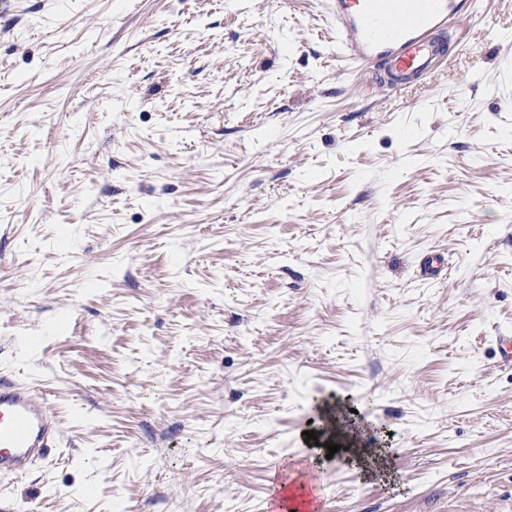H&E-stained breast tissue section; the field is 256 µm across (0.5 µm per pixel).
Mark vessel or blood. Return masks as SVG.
<instances>
[{
    "label": "vessel or blood",
    "instance_id": "obj_1",
    "mask_svg": "<svg viewBox=\"0 0 512 512\" xmlns=\"http://www.w3.org/2000/svg\"><path fill=\"white\" fill-rule=\"evenodd\" d=\"M473 12L474 0H327L342 60L380 65L385 87L394 91L435 76L449 29ZM60 435L41 392L0 380V476H24Z\"/></svg>",
    "mask_w": 512,
    "mask_h": 512
}]
</instances>
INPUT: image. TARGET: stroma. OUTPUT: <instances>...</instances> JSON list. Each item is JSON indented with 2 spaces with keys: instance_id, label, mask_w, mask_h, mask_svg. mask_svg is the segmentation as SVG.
Returning a JSON list of instances; mask_svg holds the SVG:
<instances>
[{
  "instance_id": "1",
  "label": "stroma",
  "mask_w": 512,
  "mask_h": 512,
  "mask_svg": "<svg viewBox=\"0 0 512 512\" xmlns=\"http://www.w3.org/2000/svg\"><path fill=\"white\" fill-rule=\"evenodd\" d=\"M509 61L512 0L403 92L322 0H10L0 378L62 440L0 512H268L275 465L326 512H512ZM320 408L380 472L310 451Z\"/></svg>"
}]
</instances>
